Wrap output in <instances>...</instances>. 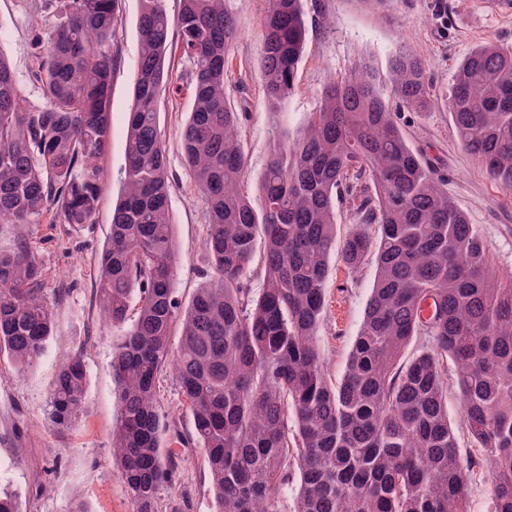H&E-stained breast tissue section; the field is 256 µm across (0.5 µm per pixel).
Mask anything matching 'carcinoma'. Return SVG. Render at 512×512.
I'll list each match as a JSON object with an SVG mask.
<instances>
[{
	"label": "carcinoma",
	"mask_w": 512,
	"mask_h": 512,
	"mask_svg": "<svg viewBox=\"0 0 512 512\" xmlns=\"http://www.w3.org/2000/svg\"><path fill=\"white\" fill-rule=\"evenodd\" d=\"M141 2L124 190L96 288L105 320L123 329L112 356L120 410L112 457L133 512H155L158 490L173 476L155 406L166 363L192 412L220 512H285L277 489L294 472L293 512H468L475 460L461 455L448 423L450 361L463 423L490 463L494 512H512V276L504 284L493 274L483 238L442 190L435 166L409 147L373 68L362 62L332 79L304 131L279 137L255 204L242 192L247 159L224 81L239 32L234 13L226 0H181L173 24L165 0ZM120 8L121 0H65L64 20L37 45L45 74L38 108L23 107L0 55V231L37 224L47 212L74 227L95 223L99 161L112 138L110 43ZM174 25L194 66L182 150L208 202L211 260L210 279L180 318L158 119L161 98L180 91L166 66ZM306 44L301 0H272L262 68L275 116L294 92ZM388 81L399 106L427 107L415 53L392 58ZM448 111L462 149L488 181L512 192V48L472 50L456 71ZM338 202L358 221L342 260L355 268L375 256L377 278L334 384L317 332ZM255 262L263 274L256 294L247 288ZM41 277L16 234L12 248L0 249V353L23 370L53 330ZM420 337L426 347L401 362ZM86 393L74 353L50 391L51 422L75 423Z\"/></svg>",
	"instance_id": "obj_1"
}]
</instances>
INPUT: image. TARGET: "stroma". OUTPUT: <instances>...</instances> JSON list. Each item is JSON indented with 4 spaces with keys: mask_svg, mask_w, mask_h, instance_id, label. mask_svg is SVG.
Returning a JSON list of instances; mask_svg holds the SVG:
<instances>
[{
    "mask_svg": "<svg viewBox=\"0 0 512 512\" xmlns=\"http://www.w3.org/2000/svg\"><path fill=\"white\" fill-rule=\"evenodd\" d=\"M307 47L295 91L280 119L264 100L262 18L269 0H228L240 33L228 50V96L241 114L240 136L247 157L243 184L256 197L280 128L298 133L320 106L321 91L334 77L367 59L382 83L390 59L408 48L422 60L430 101L422 112L402 110L398 123L408 144L436 164L444 188L487 244L500 277L512 274V193L490 183L461 148L448 114V93L458 65L475 47H512V8L485 0H302ZM140 0H122L121 25L110 46L113 59L112 146L102 160L104 190L94 223L75 229L53 215L24 225L23 235L43 274L42 291L54 313V335L37 363L20 370L0 355V486L18 496L20 512H65L79 501L89 512H132L112 461V426L117 416L112 378L118 328L104 323L96 296L98 259L121 194L127 119L133 104L140 45L136 23ZM63 0H0V54L10 62L25 107L44 101L36 72V41L57 24ZM170 65L183 90L162 99L159 122L172 183L170 221L177 255L175 295L188 305L207 280L205 249L208 203L184 165L182 133L192 106L193 65L173 50ZM377 278L374 258L347 268L331 254L325 278L326 312L318 346L329 378H342ZM79 352L88 387L85 411L72 427L58 429L47 418L46 401L66 352ZM156 410L166 426L163 446L175 456V473L157 497L156 512H218L205 452L194 442V424L171 366L156 377Z\"/></svg>",
    "mask_w": 512,
    "mask_h": 512,
    "instance_id": "1",
    "label": "stroma"
}]
</instances>
